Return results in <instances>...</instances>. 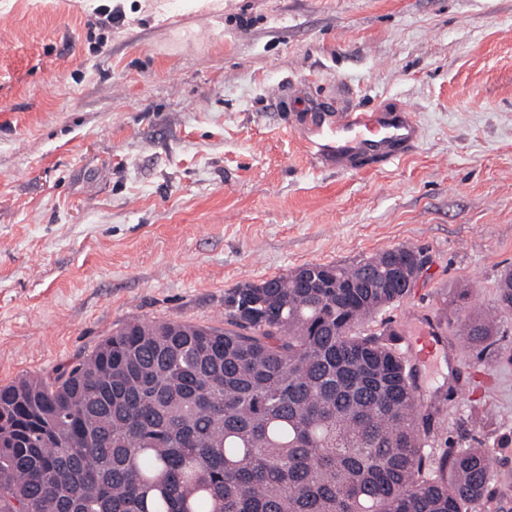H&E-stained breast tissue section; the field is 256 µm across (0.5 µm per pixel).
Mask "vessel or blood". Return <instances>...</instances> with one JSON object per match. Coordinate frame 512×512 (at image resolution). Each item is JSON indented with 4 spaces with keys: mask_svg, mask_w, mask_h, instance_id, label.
<instances>
[{
    "mask_svg": "<svg viewBox=\"0 0 512 512\" xmlns=\"http://www.w3.org/2000/svg\"><path fill=\"white\" fill-rule=\"evenodd\" d=\"M311 124L307 141L311 158L328 161L343 173L398 161L413 152L422 137L410 113L385 108L347 112L333 121L316 116ZM402 343L410 359L424 365L433 358L439 339L428 327L403 337Z\"/></svg>",
    "mask_w": 512,
    "mask_h": 512,
    "instance_id": "b4317fda",
    "label": "vessel or blood"
}]
</instances>
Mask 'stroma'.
Instances as JSON below:
<instances>
[{
    "instance_id": "stroma-1",
    "label": "stroma",
    "mask_w": 512,
    "mask_h": 512,
    "mask_svg": "<svg viewBox=\"0 0 512 512\" xmlns=\"http://www.w3.org/2000/svg\"><path fill=\"white\" fill-rule=\"evenodd\" d=\"M383 106L424 136L340 173L311 114ZM399 245L427 260L383 321L512 266V0H0V386L138 317L220 326L224 296ZM435 455L490 452L512 512V315L438 349ZM474 415L482 427L466 426Z\"/></svg>"
}]
</instances>
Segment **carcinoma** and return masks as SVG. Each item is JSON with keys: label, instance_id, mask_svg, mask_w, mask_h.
Returning a JSON list of instances; mask_svg holds the SVG:
<instances>
[{"label": "carcinoma", "instance_id": "carcinoma-1", "mask_svg": "<svg viewBox=\"0 0 512 512\" xmlns=\"http://www.w3.org/2000/svg\"><path fill=\"white\" fill-rule=\"evenodd\" d=\"M400 245L351 265L358 283ZM410 288H307L295 271L224 297V327L131 318L48 378L0 386V512H477L494 503L483 448L428 451L436 405H418L402 328H370ZM435 313L479 348L512 313Z\"/></svg>", "mask_w": 512, "mask_h": 512}]
</instances>
